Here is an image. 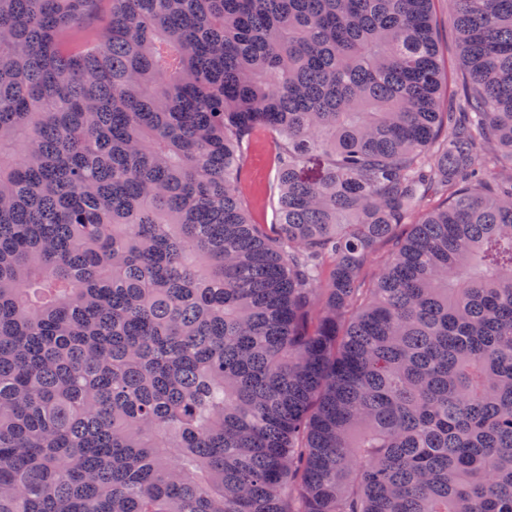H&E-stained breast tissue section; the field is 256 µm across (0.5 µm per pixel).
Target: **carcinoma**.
<instances>
[{
    "label": "carcinoma",
    "mask_w": 512,
    "mask_h": 512,
    "mask_svg": "<svg viewBox=\"0 0 512 512\" xmlns=\"http://www.w3.org/2000/svg\"><path fill=\"white\" fill-rule=\"evenodd\" d=\"M431 2L0 0V512H512V0L446 112ZM241 191L243 201L257 224H273V195L277 194L276 171L270 152V136L257 134L247 147ZM391 254V246L382 244L377 247L373 259L363 270L361 287L372 288L378 278L381 268L390 259Z\"/></svg>",
    "instance_id": "carcinoma-1"
}]
</instances>
